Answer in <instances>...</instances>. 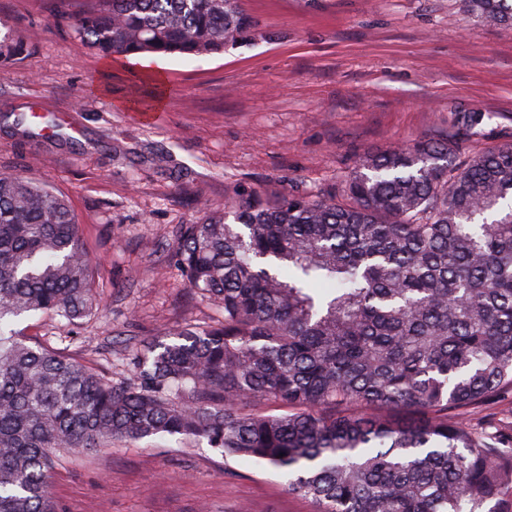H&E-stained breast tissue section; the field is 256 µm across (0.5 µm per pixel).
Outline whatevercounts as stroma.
<instances>
[{
  "label": "stroma",
  "instance_id": "stroma-1",
  "mask_svg": "<svg viewBox=\"0 0 512 512\" xmlns=\"http://www.w3.org/2000/svg\"><path fill=\"white\" fill-rule=\"evenodd\" d=\"M251 40L202 59L109 61L53 26L51 0H0L29 55L0 65V170L63 196L98 268L99 311L37 314L50 342L112 381L159 333L211 322L173 265L179 225L248 195H331L359 155L422 135L512 143V29L463 0H243ZM49 133H15L17 115ZM57 512H315L279 470L204 442L115 440L51 472Z\"/></svg>",
  "mask_w": 512,
  "mask_h": 512
}]
</instances>
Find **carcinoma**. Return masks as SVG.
<instances>
[{
	"mask_svg": "<svg viewBox=\"0 0 512 512\" xmlns=\"http://www.w3.org/2000/svg\"><path fill=\"white\" fill-rule=\"evenodd\" d=\"M72 2L54 23L107 58L207 57L256 30L240 0ZM464 2L512 28V0ZM28 54L0 24V62ZM175 256L222 320L154 338L135 383L30 345L12 323L95 314V263L63 197L0 171V512H56L64 453L160 436L264 461L316 512H512V443L466 416L512 405V145L366 153L339 196H250L180 225Z\"/></svg>",
	"mask_w": 512,
	"mask_h": 512,
	"instance_id": "1",
	"label": "carcinoma"
}]
</instances>
